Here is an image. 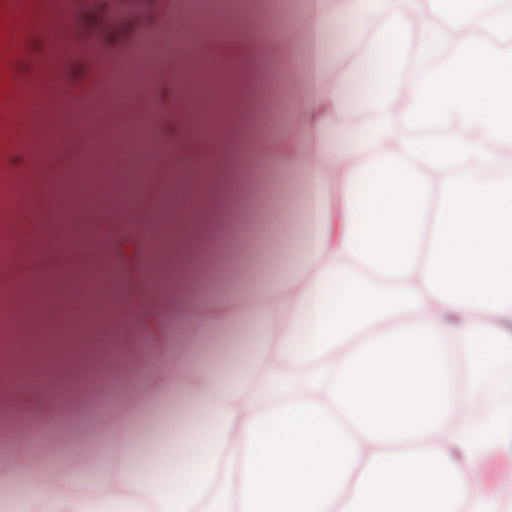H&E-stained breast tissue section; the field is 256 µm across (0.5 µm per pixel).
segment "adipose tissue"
Returning a JSON list of instances; mask_svg holds the SVG:
<instances>
[{
  "instance_id": "ef3b65f1",
  "label": "adipose tissue",
  "mask_w": 512,
  "mask_h": 512,
  "mask_svg": "<svg viewBox=\"0 0 512 512\" xmlns=\"http://www.w3.org/2000/svg\"><path fill=\"white\" fill-rule=\"evenodd\" d=\"M159 24H130L79 80L39 79L65 98L53 150L25 151L31 110L0 126L15 182L0 279V399L18 413L0 448L8 512H512V477L488 488L490 455L512 451V307L494 313L431 295L423 279L445 179L481 175L479 157L438 170L404 146L420 61L472 37L430 0H307L308 25L245 0L219 29L188 0H158ZM337 33L327 42L328 33ZM368 52L339 62L357 40ZM117 97L148 170L123 173L116 208L93 217L83 190L43 192L66 163L83 181ZM207 113L199 121L198 113ZM182 177L148 199L131 185ZM111 224L103 232L102 224ZM62 227L50 237L45 227ZM224 237L221 299L193 300L173 265L185 244ZM287 261L268 256L270 246ZM55 257L25 287L35 256ZM126 272L93 307L75 305L88 259ZM71 310L65 334L56 317ZM115 352L119 411L101 425L65 390ZM203 416L190 440L135 461L157 409ZM62 435L76 463L38 455Z\"/></svg>"
}]
</instances>
